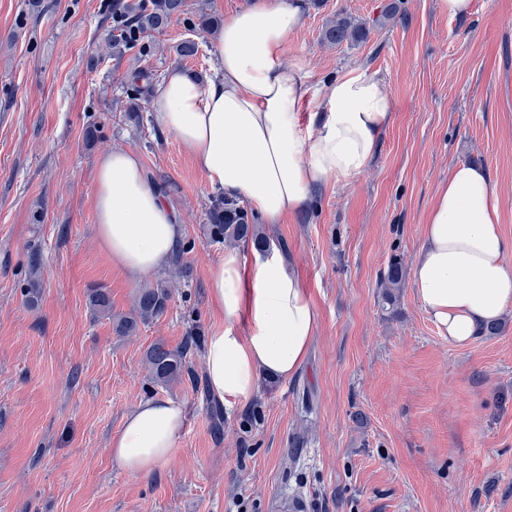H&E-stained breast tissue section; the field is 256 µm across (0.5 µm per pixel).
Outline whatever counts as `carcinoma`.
I'll return each mask as SVG.
<instances>
[{"label": "carcinoma", "mask_w": 512, "mask_h": 512, "mask_svg": "<svg viewBox=\"0 0 512 512\" xmlns=\"http://www.w3.org/2000/svg\"><path fill=\"white\" fill-rule=\"evenodd\" d=\"M186 0H124L118 5L123 24L121 34L108 39L112 55L122 56L134 47L145 32L160 31L172 19L185 12ZM364 37L362 27L346 16H337L323 31V40L334 45L351 42ZM211 236L228 245L240 242L252 243L258 248L268 245L267 238L259 231V225L251 222L248 210L236 199L223 195L211 197L207 210ZM407 270L398 259H394L379 278V302L384 311L395 312L398 293L403 287ZM171 297L167 281L158 278L144 284L137 290L132 309L128 313H112V299L103 288L89 294V306L95 316H104L112 321L113 329L119 336H130L140 326L160 318L166 311ZM146 368L153 382L169 385L183 379L188 372L184 351L171 349L163 343H156L148 349L145 357Z\"/></svg>", "instance_id": "carcinoma-1"}]
</instances>
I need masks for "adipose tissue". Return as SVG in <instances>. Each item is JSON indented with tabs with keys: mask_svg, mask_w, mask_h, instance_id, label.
Returning <instances> with one entry per match:
<instances>
[{
	"mask_svg": "<svg viewBox=\"0 0 512 512\" xmlns=\"http://www.w3.org/2000/svg\"><path fill=\"white\" fill-rule=\"evenodd\" d=\"M302 16V0H254L225 17L214 77L170 72L154 101L160 124L189 150L207 184L269 224L304 209L318 183L363 174L391 116L381 81L350 70L314 90L305 63L285 61ZM94 205L99 243L130 279L166 265L183 239L175 210L134 152L101 158ZM413 277L425 312L459 346L512 306V242L501 233L499 195L482 168L458 163L440 185ZM209 294L219 317L204 348L212 395L243 404L260 377L299 371L319 316L279 252L247 244L225 251ZM183 420L176 401H141L110 443L112 460L132 476L152 473L175 453Z\"/></svg>",
	"mask_w": 512,
	"mask_h": 512,
	"instance_id": "ef3b65f1",
	"label": "adipose tissue"
}]
</instances>
